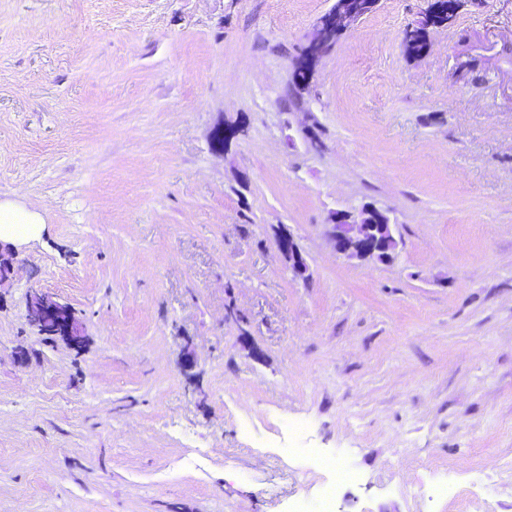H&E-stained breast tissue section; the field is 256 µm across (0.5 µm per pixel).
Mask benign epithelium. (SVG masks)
I'll return each instance as SVG.
<instances>
[{
  "instance_id": "1",
  "label": "benign epithelium",
  "mask_w": 512,
  "mask_h": 512,
  "mask_svg": "<svg viewBox=\"0 0 512 512\" xmlns=\"http://www.w3.org/2000/svg\"><path fill=\"white\" fill-rule=\"evenodd\" d=\"M353 20L355 15L345 14L338 5H333L319 19L315 36L310 39L304 53L298 59L297 71L305 74L314 72L321 49L329 42V37L345 31ZM326 236L336 252L360 261L376 256V251L373 250L374 237L382 238L384 245L395 240L389 218L371 206L363 207L356 213L332 214L330 224L326 225ZM280 252L288 263V269L293 277L299 279L307 277L306 259L292 237L282 238ZM26 320L40 333L50 335L57 333L73 345L82 342L83 326L75 319L72 308L49 294L42 292L30 294L26 307Z\"/></svg>"
}]
</instances>
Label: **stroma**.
<instances>
[{
  "label": "stroma",
  "instance_id": "1",
  "mask_svg": "<svg viewBox=\"0 0 512 512\" xmlns=\"http://www.w3.org/2000/svg\"><path fill=\"white\" fill-rule=\"evenodd\" d=\"M333 2L0 0V202L39 219L0 285V512H291L311 448L360 474L335 512H512V0L418 58L433 0H380L292 94ZM365 205L393 263L326 238ZM285 236V237H283ZM283 234L281 240V256L288 263V269L294 278L305 279L308 275V265L306 259L302 255L301 250L294 242L293 238L288 234ZM26 320L39 333L60 334L73 345L82 342L83 326L75 319L72 308L49 294L42 292L30 294L26 307Z\"/></svg>",
  "mask_w": 512,
  "mask_h": 512
}]
</instances>
